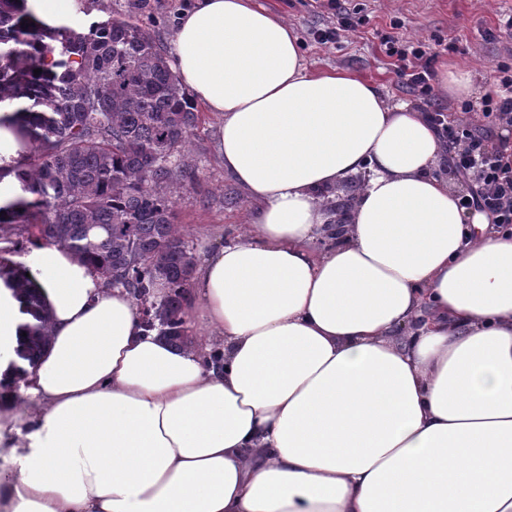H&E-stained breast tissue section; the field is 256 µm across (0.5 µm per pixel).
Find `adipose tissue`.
Wrapping results in <instances>:
<instances>
[{
    "instance_id": "obj_1",
    "label": "adipose tissue",
    "mask_w": 512,
    "mask_h": 512,
    "mask_svg": "<svg viewBox=\"0 0 512 512\" xmlns=\"http://www.w3.org/2000/svg\"><path fill=\"white\" fill-rule=\"evenodd\" d=\"M173 69L257 208L195 268L172 345L60 247L29 278L50 339L0 512H512V230L467 217L426 117L311 72L254 0H194ZM367 172L342 224L324 191ZM0 292V374L25 323Z\"/></svg>"
}]
</instances>
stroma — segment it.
I'll return each mask as SVG.
<instances>
[{"label":"stroma","instance_id":"obj_1","mask_svg":"<svg viewBox=\"0 0 512 512\" xmlns=\"http://www.w3.org/2000/svg\"><path fill=\"white\" fill-rule=\"evenodd\" d=\"M297 32L307 66L314 71L338 69L355 73L372 82L391 105L401 102L417 106L404 80L387 57L382 41L393 33L399 37L441 41L433 62L435 72L453 63L471 73L477 94L491 82L494 63L512 57V34L497 39L484 36L512 14V0H350L355 10L352 30L333 44L320 45L310 31L337 26L338 19L323 0H259ZM190 0H142L138 22L165 47H172L178 18ZM220 121L204 113L202 124L193 131L187 152L195 177L174 192L178 222L196 261L204 258L226 236L237 234L247 223L254 204L247 193L224 174L218 152Z\"/></svg>","mask_w":512,"mask_h":512}]
</instances>
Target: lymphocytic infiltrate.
I'll return each instance as SVG.
<instances>
[{"label": "lymphocytic infiltrate", "instance_id": "f902f5d3", "mask_svg": "<svg viewBox=\"0 0 512 512\" xmlns=\"http://www.w3.org/2000/svg\"><path fill=\"white\" fill-rule=\"evenodd\" d=\"M384 46L423 112L447 142L449 161L457 176L471 185L468 193L460 195V207L469 214L487 215L496 226L512 227V138L501 133L503 127L512 128V65L497 63L494 88L482 97L479 107L467 103L461 107L465 113L480 110L483 124L451 125L435 99L432 63L436 53L430 44L388 35Z\"/></svg>", "mask_w": 512, "mask_h": 512}]
</instances>
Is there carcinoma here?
<instances>
[{
  "label": "carcinoma",
  "instance_id": "1",
  "mask_svg": "<svg viewBox=\"0 0 512 512\" xmlns=\"http://www.w3.org/2000/svg\"><path fill=\"white\" fill-rule=\"evenodd\" d=\"M0 0V104L26 99L8 120L31 146L0 165L24 195L0 206V232L71 251L109 287L129 291L145 325L176 345L189 331L182 307L193 253L176 222L172 189L194 176L177 155L201 123L159 41L135 19L109 17L81 32L52 30ZM41 74H34V70ZM26 266L0 250V281L34 323L10 369L32 363L49 337L50 315L28 288ZM167 292L151 300L152 288Z\"/></svg>",
  "mask_w": 512,
  "mask_h": 512
}]
</instances>
